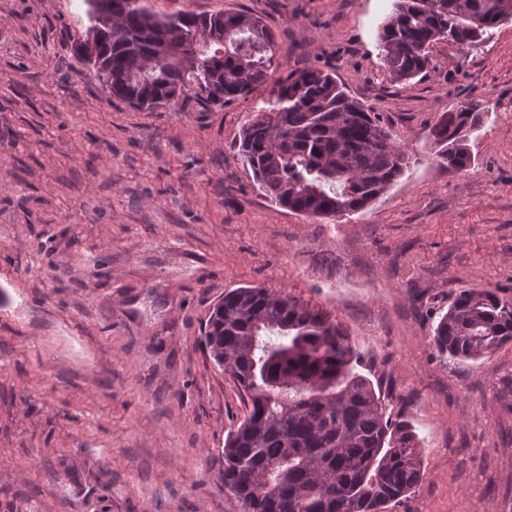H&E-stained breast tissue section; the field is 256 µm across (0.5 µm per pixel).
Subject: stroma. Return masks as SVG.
Masks as SVG:
<instances>
[{"label":"stroma","mask_w":512,"mask_h":512,"mask_svg":"<svg viewBox=\"0 0 512 512\" xmlns=\"http://www.w3.org/2000/svg\"><path fill=\"white\" fill-rule=\"evenodd\" d=\"M148 5L260 16L278 75L334 71L410 167L358 212L296 214L236 154L254 100L136 109L73 51L85 0H0V512H241L222 452L247 404L202 328L248 285L328 311L412 423L426 475L394 512H512V344L430 343L459 290L512 298V20L398 83L393 0ZM461 105L489 118L456 172L430 130Z\"/></svg>","instance_id":"obj_1"}]
</instances>
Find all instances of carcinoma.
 Segmentation results:
<instances>
[{
  "label": "carcinoma",
  "instance_id": "obj_1",
  "mask_svg": "<svg viewBox=\"0 0 512 512\" xmlns=\"http://www.w3.org/2000/svg\"><path fill=\"white\" fill-rule=\"evenodd\" d=\"M95 61L112 96L139 110L193 93L212 105L246 99L280 67L271 31L242 10L159 16L143 0H107ZM512 19V0H394L379 27L383 68L407 82L449 36L481 44ZM193 58L165 56L175 44ZM462 105L430 135L456 171L473 161L471 134L488 119ZM238 155L275 203L306 217L361 210L384 195L409 161L374 113L324 69L279 78L243 126ZM204 346L213 364L248 395L244 420L224 441V489L245 512H386L423 480L420 440L388 414L380 389L355 371L348 336L331 316L277 289L234 288L211 313ZM512 341V299L461 290L430 344L439 356L477 361Z\"/></svg>",
  "mask_w": 512,
  "mask_h": 512
}]
</instances>
